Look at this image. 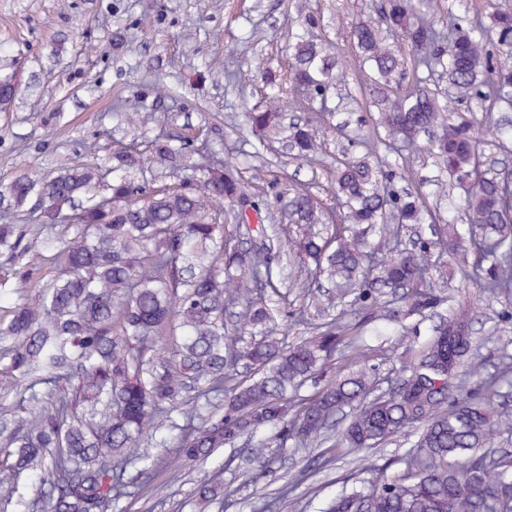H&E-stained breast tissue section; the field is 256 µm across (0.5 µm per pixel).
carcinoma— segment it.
I'll return each mask as SVG.
<instances>
[{"instance_id": "1", "label": "carcinoma", "mask_w": 512, "mask_h": 512, "mask_svg": "<svg viewBox=\"0 0 512 512\" xmlns=\"http://www.w3.org/2000/svg\"><path fill=\"white\" fill-rule=\"evenodd\" d=\"M432 0H381L375 16L353 37L374 81L386 86L378 127L384 135L366 144L361 157L336 161V203L343 223L323 234L324 213L306 188L274 203L298 227L294 253L312 262L329 288H303L297 320L311 336L288 342L272 334L273 315L263 303L273 287L280 237L264 236L252 251L224 239V206L236 208L237 227L262 220L259 204L239 169L215 159L207 144L188 138L168 144L161 132L112 152V167H65L48 180L28 173L0 187L14 207L36 197L45 261L55 269L46 281L23 272L19 283L35 298L0 319L6 370L30 391L31 417L0 423V512H112L133 497L162 462L149 461L134 476L126 469L137 441L154 420L177 415L183 425L172 447L188 462L204 461L239 439L273 428L280 446L306 447L345 408L353 410L336 446L368 452L389 438L414 432L400 460L403 473L373 477L336 495L326 512H512V455L482 451L511 430L494 406L495 383L466 386L465 372L482 363L474 346L471 309L451 304L448 315L404 362L399 391L375 395V370L358 367L329 380L312 398L299 394L326 371L343 349H356L360 335L346 336L336 303H364L367 322L405 327L434 313L448 297L427 281L428 263L399 247L397 231L384 222L389 210L401 224L432 218L417 196L388 186L379 146L400 154L430 132L431 150L461 183L465 233L477 258L458 252L462 232L448 225L437 242L449 250L460 277L495 296L512 286V188L481 171L480 140L465 119L449 122L442 101L400 85L404 59L383 32H397L417 67H441L462 96L491 67L490 38L476 25L437 26ZM331 45L296 36L289 83L309 99L327 94L336 78ZM512 72L500 71L488 97L512 104ZM19 84L0 79V105L11 103ZM278 113H247L253 129L271 131ZM298 156L312 161L322 146L314 123L293 127ZM157 168L175 185L146 191L140 177ZM28 250L26 230L6 212L0 216V254L8 260ZM237 309L241 327L254 339L224 330V310ZM249 371L239 376V365ZM41 474L39 498L18 480ZM206 504L224 502V483L204 479L194 489ZM272 512H298L290 488L269 502Z\"/></svg>"}]
</instances>
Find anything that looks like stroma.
<instances>
[{
	"mask_svg": "<svg viewBox=\"0 0 512 512\" xmlns=\"http://www.w3.org/2000/svg\"><path fill=\"white\" fill-rule=\"evenodd\" d=\"M378 0H0V73L18 79L21 90L0 107V183L21 171L40 177L66 165L108 158L113 148L143 134L164 131L171 139L200 137L224 160L270 163L281 191L306 187L322 203L330 223L343 221L330 189L329 172L341 153L364 152L363 139L376 134L378 106L372 75L361 63L353 31L373 15ZM436 18L462 26L480 21L493 31L496 14L512 13V0H436ZM314 27H307V17ZM307 31L333 43L339 57L338 78L326 102H308L288 93L279 102L283 128L322 115L328 134L316 159H296L285 135L259 138L246 128L244 114L268 102V76L285 78L293 33ZM404 87L438 92L449 118L470 115L479 127L485 167L500 177L512 174V138L500 132L505 114L494 108L488 86L458 98L442 71L406 61ZM180 100L172 102L168 94ZM396 190L420 194L433 219L420 227H402L404 243L434 239L448 223V202L462 197L427 150L389 157ZM431 280L474 310L473 328L484 362L470 376L477 386L497 379L496 409L512 420V376L498 379L497 359L512 354V291L487 296L463 284L452 257L431 248ZM367 364L395 378L406 348L390 326L365 325ZM266 458L223 450L203 462L189 463L173 449L140 443L141 452L163 464L139 497L114 503L113 512H259L266 496L291 484L304 512H323L343 487V479L370 466L388 465L407 451L402 438L388 441L380 454L337 449L330 444L309 449L281 447L266 433ZM217 476L224 482L223 506L201 507L193 498L196 481Z\"/></svg>",
	"mask_w": 512,
	"mask_h": 512,
	"instance_id": "stroma-1",
	"label": "stroma"
}]
</instances>
